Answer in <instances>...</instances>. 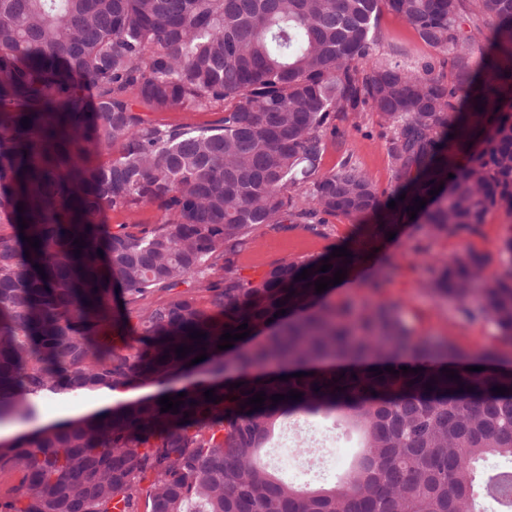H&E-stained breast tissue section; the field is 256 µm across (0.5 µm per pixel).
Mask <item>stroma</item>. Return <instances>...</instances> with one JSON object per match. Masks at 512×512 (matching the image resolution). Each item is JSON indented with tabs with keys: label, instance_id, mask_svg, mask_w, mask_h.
<instances>
[{
	"label": "stroma",
	"instance_id": "35a3bbf8",
	"mask_svg": "<svg viewBox=\"0 0 512 512\" xmlns=\"http://www.w3.org/2000/svg\"><path fill=\"white\" fill-rule=\"evenodd\" d=\"M378 33L375 60L400 57L416 66L440 57L438 50L421 41L412 26L390 9L382 10ZM338 126L341 136L338 141L328 142L323 170L335 169L349 155L380 188L393 187L396 180L378 115L373 112L351 114L339 121ZM385 222L384 214L379 213L363 219L332 217L314 230L301 224L264 228L240 247L236 261L245 278L257 280L277 262L304 261L335 246L348 247L357 252L358 259L348 279L332 291L330 301L350 302L358 314L367 305L379 301L391 303L415 335L450 342L469 356L490 351L504 363H511L512 342L501 339L490 320L469 319L460 313L455 301L435 299L426 284L437 260L451 258L465 250L484 256L486 278L512 275V261L502 251L503 240L512 235V215L494 210L474 229L448 235L433 234L424 223L404 224L391 239L380 231ZM386 265L391 268L389 277L377 280V269ZM309 419V431L296 433L289 427L290 417H281L265 446L272 450L281 442H289L295 450L297 463L309 474L305 488H315L324 482L318 471L328 444L329 429L338 426L343 437L337 450L336 469L327 481L337 484L357 457L362 434L359 429L343 423L336 413H313Z\"/></svg>",
	"mask_w": 512,
	"mask_h": 512
}]
</instances>
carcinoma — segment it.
Segmentation results:
<instances>
[{
  "mask_svg": "<svg viewBox=\"0 0 512 512\" xmlns=\"http://www.w3.org/2000/svg\"><path fill=\"white\" fill-rule=\"evenodd\" d=\"M385 5L443 53L448 75L373 59ZM133 98L217 118L149 122ZM360 112L380 117L400 180L389 192L350 156L321 168L336 121ZM417 198L437 235L512 214V0H0V422L31 418L39 398L203 377L0 442V471L21 474L0 512H139L142 500L146 512H471L474 465L512 458V368L412 335L393 305L356 316L329 301L334 286L315 291L353 255L281 261L254 281L235 262L266 227L386 210L391 232ZM144 205L157 223H99ZM484 269L462 251L434 267L429 290L512 340V277L486 282ZM135 308L142 347L129 353ZM243 323L250 335L218 349ZM178 345L193 349L179 358ZM291 390L302 397L270 400ZM181 392L178 413L160 412ZM322 409L344 411L363 451L345 481L303 490L261 448L285 414ZM511 481L502 470L482 484L501 512Z\"/></svg>",
  "mask_w": 512,
  "mask_h": 512,
  "instance_id": "obj_1",
  "label": "carcinoma"
}]
</instances>
